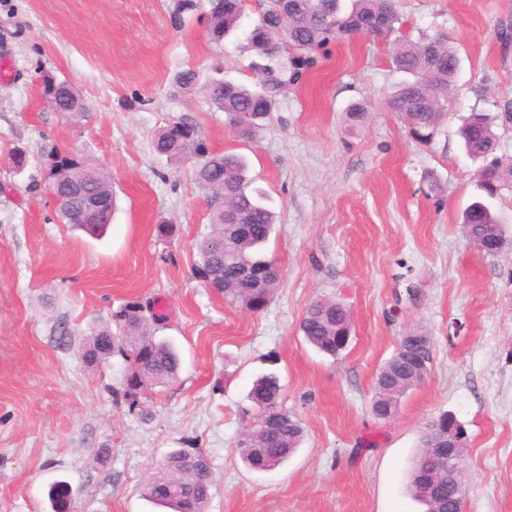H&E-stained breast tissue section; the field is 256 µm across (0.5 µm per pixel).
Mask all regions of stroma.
I'll use <instances>...</instances> for the list:
<instances>
[{"instance_id": "stroma-1", "label": "stroma", "mask_w": 512, "mask_h": 512, "mask_svg": "<svg viewBox=\"0 0 512 512\" xmlns=\"http://www.w3.org/2000/svg\"><path fill=\"white\" fill-rule=\"evenodd\" d=\"M194 3L0 0V512H165L142 487L179 449L211 462L206 512H423L409 471L425 425L444 412L469 436L463 512H512V190L489 201L504 245L486 255L462 226L480 190L458 135L469 112L494 115L512 100V45L500 37L512 0H399L405 35L447 38L461 58L448 116L427 143L390 104L400 75L389 39L369 34L317 49L256 135L241 137L201 88L175 80L220 70L261 83L255 52L237 38L212 42L208 0ZM47 75L68 81L84 112L54 111ZM183 119L208 152L246 156L278 215L262 253L279 282L263 311L192 274L210 231L200 158L153 149ZM18 149L27 162L17 171L8 159ZM52 149L109 176L117 209L104 237L59 217ZM161 224L174 234L159 236ZM319 298L351 312L335 358L300 331ZM136 300L163 304L156 334L181 368L133 409L115 396L122 356L91 366L79 346ZM413 329L432 338L427 374L393 417L376 419L377 376ZM268 373L304 439L283 466L255 472L238 454L241 409Z\"/></svg>"}]
</instances>
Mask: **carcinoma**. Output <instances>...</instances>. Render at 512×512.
Segmentation results:
<instances>
[{"label":"carcinoma","instance_id":"1","mask_svg":"<svg viewBox=\"0 0 512 512\" xmlns=\"http://www.w3.org/2000/svg\"><path fill=\"white\" fill-rule=\"evenodd\" d=\"M222 12L209 17L212 38L220 42L229 36L244 37L248 48L268 60L262 66V88L253 90L243 84L216 77L204 88L207 100L224 112L228 124L247 137L255 135L260 122L269 116L275 97L288 83L287 69L276 68L284 53L291 55L293 66L309 64L310 53L342 35L358 31H371L373 17L387 18L389 25L380 33L388 37L403 25L397 9V0H269L258 22L243 24L246 9L241 0H223ZM395 69L406 75L396 86L392 105L406 120L410 133L417 139L428 141L448 112V90L455 85V72L460 65L457 49L447 40L430 38L414 42L407 38L394 40L390 55ZM85 111L82 100L73 87L57 100L55 110L65 112L69 106ZM495 117L472 112L464 119L458 134L465 147L488 157L487 166L479 174V187L488 197L501 193L512 164L503 165L502 157L495 155L498 137L494 131ZM204 155L196 168L195 179L210 193L209 223L212 233L198 244L200 260L194 275L202 274L210 285L230 302L251 311L264 310L273 294L278 274L255 286L238 274L247 267L265 270L274 262L260 253L269 240L276 224V214L263 203L264 193L251 188L248 163L235 153L206 152L198 139L193 123L182 120L164 129L155 139L157 154L169 160L181 158L187 150ZM50 169L59 170L60 185L76 177L93 164L82 159L60 155L55 149L48 152ZM60 215L71 224L91 235H99L110 224V217L86 220L76 211H62ZM248 219L252 231L247 236L236 235V224ZM499 223L497 216L482 201L468 206L463 224L474 238L494 234L492 225ZM150 311L145 315L144 311ZM119 333L108 327L94 332L92 341L80 349L88 364L100 363L120 353L126 360L123 389L117 396L138 404L139 395L153 387L175 379L180 359L174 347L155 336L154 325L164 316L151 306L129 302L116 312ZM352 329L349 309L334 300H317L306 310L300 324L305 341L319 352L335 357L346 347ZM431 351L417 345L415 357L398 354L387 362L379 373L382 387L373 406L397 407V401L427 373ZM281 385L274 373L259 377L249 394V407L242 410V419L251 424L260 409L268 411L269 423L263 428L246 430L238 442L241 461L251 470L263 471L283 465L300 447L304 430L299 419L283 409L279 403ZM202 459L199 452L175 450L167 456V463L157 468L147 479L143 494L151 502L172 512H206L213 485L212 470L206 468L196 481L186 485L184 464L189 459ZM410 495L426 507L425 512H439L444 508L437 494L448 495V472L440 471L432 461L418 456L414 459L408 484Z\"/></svg>","mask_w":512,"mask_h":512}]
</instances>
